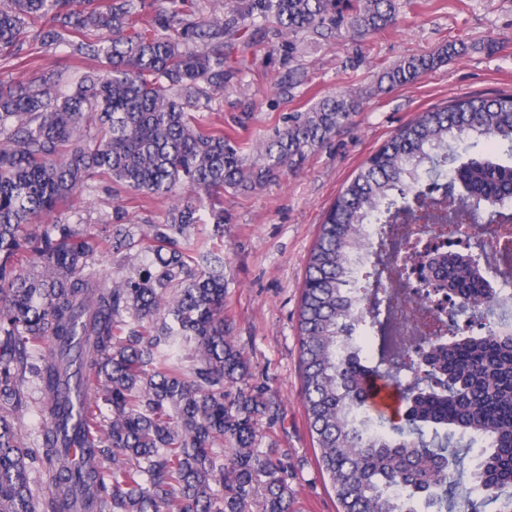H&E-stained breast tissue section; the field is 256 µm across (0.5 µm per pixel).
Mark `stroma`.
<instances>
[{
  "label": "stroma",
  "mask_w": 512,
  "mask_h": 512,
  "mask_svg": "<svg viewBox=\"0 0 512 512\" xmlns=\"http://www.w3.org/2000/svg\"><path fill=\"white\" fill-rule=\"evenodd\" d=\"M397 2L396 25L362 42L344 31L328 38L303 34L291 51L273 37L271 19L225 40L224 92L205 114L207 122L223 124L231 141L251 144L325 97L351 89L363 98L361 112L298 171L204 202L224 211L223 236H212L207 224L202 232L224 258V313L234 343L278 406L277 422L257 419L258 448L277 446L291 475L294 512L340 509L318 463L300 396L298 306L324 212L358 168L416 114L459 96L512 94V0ZM491 41L497 45L492 53L486 48ZM451 42L465 43L466 52L415 83L378 91L387 68ZM74 65L62 50L33 45L23 64L0 54V80L41 81ZM170 206L168 199L105 182L90 201L87 228L96 231L118 208L135 222H161Z\"/></svg>",
  "instance_id": "obj_1"
}]
</instances>
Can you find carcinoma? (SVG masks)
Returning a JSON list of instances; mask_svg holds the SVG:
<instances>
[{
    "mask_svg": "<svg viewBox=\"0 0 512 512\" xmlns=\"http://www.w3.org/2000/svg\"><path fill=\"white\" fill-rule=\"evenodd\" d=\"M192 0H161L139 27L144 0H0V53L23 60L28 29L45 48L96 63L73 77L0 81V512H293L288 466L255 448L267 388L224 318V258L192 231L221 230L203 198L246 190L303 164L361 111L340 92L256 144L249 163L224 127L200 112L224 91V33L240 19L276 20L275 35L358 39L397 23L396 0H236L227 21L202 29ZM450 43L382 73L392 90L465 52ZM482 139L512 157V95L464 96L403 125L358 170L327 211L309 253L298 314L301 395L318 462L341 512H512V309L499 266L512 267V164L458 148ZM106 178L135 195L184 189L161 224L113 215L83 232L82 197ZM393 224L377 288L351 296L350 256L366 225ZM419 236H464L443 253L436 292L448 311L416 297L395 261ZM153 258L107 283L87 260ZM28 256L27 266L19 265ZM376 341L361 358L355 326ZM53 343L33 359L28 350ZM192 365L182 367L184 343ZM72 372L96 391L62 436L56 385ZM394 381L407 426L368 417L365 381ZM41 393L40 444L9 419L22 383ZM237 386L228 399L226 388ZM480 445L464 486L457 468ZM228 448L220 454L219 448ZM37 470L47 494L31 485Z\"/></svg>",
    "mask_w": 512,
    "mask_h": 512,
    "instance_id": "carcinoma-1",
    "label": "carcinoma"
}]
</instances>
